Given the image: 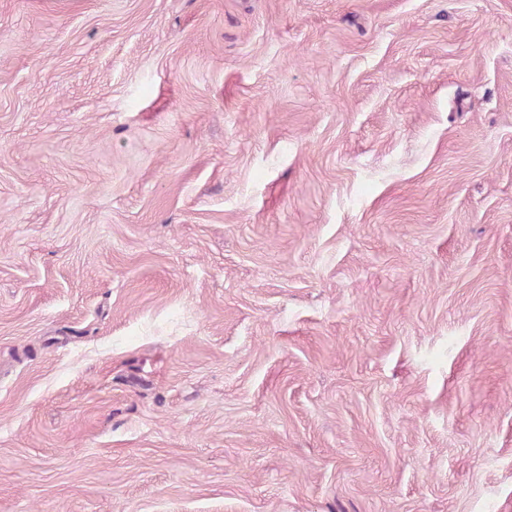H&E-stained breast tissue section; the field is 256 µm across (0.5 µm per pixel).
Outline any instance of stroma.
<instances>
[{
  "mask_svg": "<svg viewBox=\"0 0 512 512\" xmlns=\"http://www.w3.org/2000/svg\"><path fill=\"white\" fill-rule=\"evenodd\" d=\"M0 512H512V0H0Z\"/></svg>",
  "mask_w": 512,
  "mask_h": 512,
  "instance_id": "obj_1",
  "label": "stroma"
}]
</instances>
